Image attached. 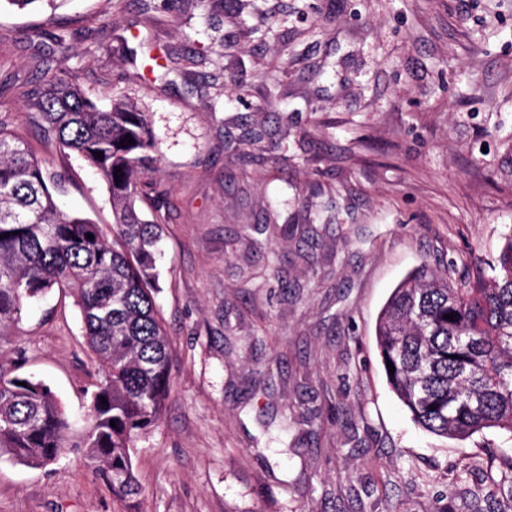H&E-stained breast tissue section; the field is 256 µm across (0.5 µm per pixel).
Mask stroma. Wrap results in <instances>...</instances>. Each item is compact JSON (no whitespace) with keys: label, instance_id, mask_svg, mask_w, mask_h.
I'll use <instances>...</instances> for the list:
<instances>
[{"label":"stroma","instance_id":"1","mask_svg":"<svg viewBox=\"0 0 512 512\" xmlns=\"http://www.w3.org/2000/svg\"><path fill=\"white\" fill-rule=\"evenodd\" d=\"M62 67L101 110L122 95L150 113L171 202L155 301L173 389L136 443L139 512H512V477L488 467L512 441L419 429L375 339L406 275L460 277L512 234V0L0 9V114L27 139L31 97ZM50 161L60 206L110 229L97 172ZM0 363L48 384L82 434L99 374L69 293L24 309ZM0 512L127 506L71 448L49 471L0 459Z\"/></svg>","mask_w":512,"mask_h":512}]
</instances>
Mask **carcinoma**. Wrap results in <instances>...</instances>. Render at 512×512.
Wrapping results in <instances>:
<instances>
[{
	"label": "carcinoma",
	"instance_id": "carcinoma-1",
	"mask_svg": "<svg viewBox=\"0 0 512 512\" xmlns=\"http://www.w3.org/2000/svg\"><path fill=\"white\" fill-rule=\"evenodd\" d=\"M29 119L45 146L78 153L100 174L112 197V235L57 207L50 186L61 175L0 117V339L27 306L68 289L101 379L90 393L89 426L73 443L51 388L1 364L0 458L47 468L66 449L83 448L93 472L134 512L142 494L135 444L158 425L171 393L172 348L154 299L169 210L165 202L148 215L136 208L154 191L145 176L159 161L158 141L146 113L123 100L97 109L63 68ZM490 269L455 282L421 267L380 311L379 356L395 367L388 383L429 433L468 438L494 428L512 440V236Z\"/></svg>",
	"mask_w": 512,
	"mask_h": 512
}]
</instances>
